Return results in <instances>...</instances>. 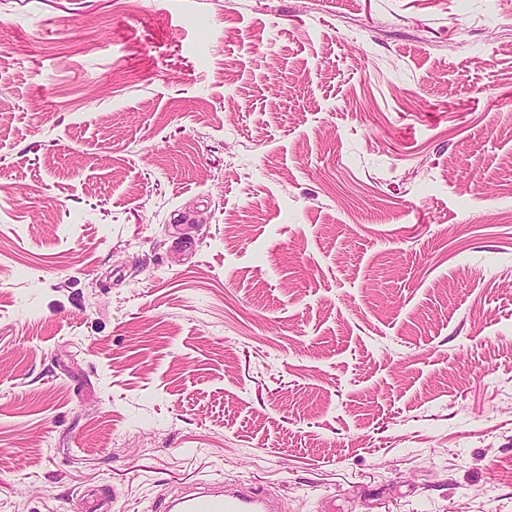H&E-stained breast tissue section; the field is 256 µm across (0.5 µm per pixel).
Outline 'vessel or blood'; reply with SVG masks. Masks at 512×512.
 Returning <instances> with one entry per match:
<instances>
[{
  "instance_id": "b4317fda",
  "label": "vessel or blood",
  "mask_w": 512,
  "mask_h": 512,
  "mask_svg": "<svg viewBox=\"0 0 512 512\" xmlns=\"http://www.w3.org/2000/svg\"><path fill=\"white\" fill-rule=\"evenodd\" d=\"M279 502L245 482L213 480L205 490L193 489L162 498L155 512H279Z\"/></svg>"
}]
</instances>
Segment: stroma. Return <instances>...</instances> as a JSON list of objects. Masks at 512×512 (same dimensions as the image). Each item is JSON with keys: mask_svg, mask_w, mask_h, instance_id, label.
Listing matches in <instances>:
<instances>
[{"mask_svg": "<svg viewBox=\"0 0 512 512\" xmlns=\"http://www.w3.org/2000/svg\"><path fill=\"white\" fill-rule=\"evenodd\" d=\"M512 512V0H0V512ZM279 502L249 483L224 485L215 479L200 491L198 488L162 498L155 512H279Z\"/></svg>", "mask_w": 512, "mask_h": 512, "instance_id": "35a3bbf8", "label": "stroma"}]
</instances>
